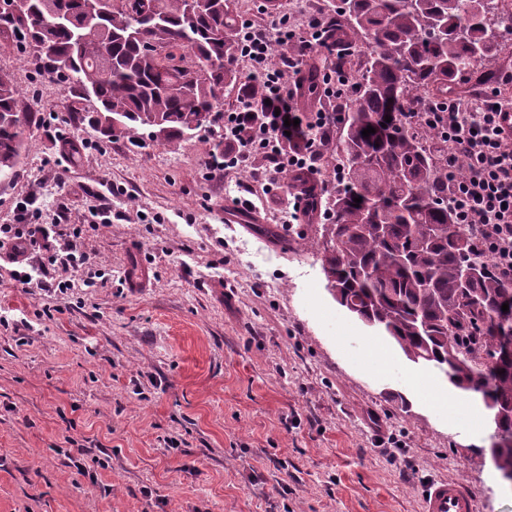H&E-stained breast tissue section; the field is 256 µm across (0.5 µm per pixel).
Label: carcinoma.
Returning <instances> with one entry per match:
<instances>
[{
	"label": "carcinoma",
	"mask_w": 512,
	"mask_h": 512,
	"mask_svg": "<svg viewBox=\"0 0 512 512\" xmlns=\"http://www.w3.org/2000/svg\"><path fill=\"white\" fill-rule=\"evenodd\" d=\"M25 2L24 17L0 12V23L40 53L48 75L78 87L105 134L149 126L172 140L212 126L224 91L241 80L235 0H207L199 10L187 0H112L90 16L88 0ZM326 7L340 30L374 45L358 98L343 109L347 165L322 225L326 287L407 359L481 397L495 425L493 465L512 475V416H498L512 407V352L500 340L512 337V286L457 223L448 205V145L411 106L431 86L448 102V83L494 56L512 28L499 0H327ZM44 46L52 53H41ZM18 96L13 77L0 72V179L13 176L26 149ZM369 126L376 133L362 136ZM464 254L477 271L466 287Z\"/></svg>",
	"instance_id": "cac0c4a2"
}]
</instances>
